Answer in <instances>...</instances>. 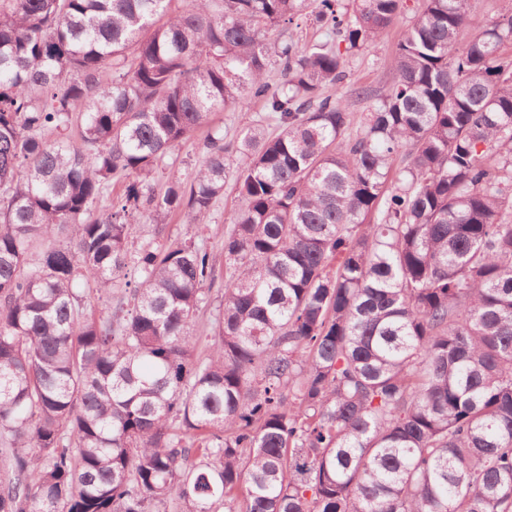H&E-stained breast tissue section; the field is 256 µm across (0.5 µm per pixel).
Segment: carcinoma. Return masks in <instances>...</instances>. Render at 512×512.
<instances>
[{
  "label": "carcinoma",
  "instance_id": "obj_1",
  "mask_svg": "<svg viewBox=\"0 0 512 512\" xmlns=\"http://www.w3.org/2000/svg\"><path fill=\"white\" fill-rule=\"evenodd\" d=\"M174 2L0 0V512H512V0H421L353 136L325 89L403 0ZM232 164L224 266L131 249ZM265 115L266 112L258 101H253L249 107L242 110L237 108L234 111L213 112L206 124L198 129L190 139L182 141L165 158L156 174L155 187L159 190L171 180L186 182L191 178L197 165L200 148L209 131L219 128L224 131V139L229 141L236 136L241 128L260 120ZM224 283L217 282L211 292L207 295V302L203 304L196 323L193 326L194 336H212L211 327L219 312L221 296L223 294Z\"/></svg>",
  "mask_w": 512,
  "mask_h": 512
}]
</instances>
